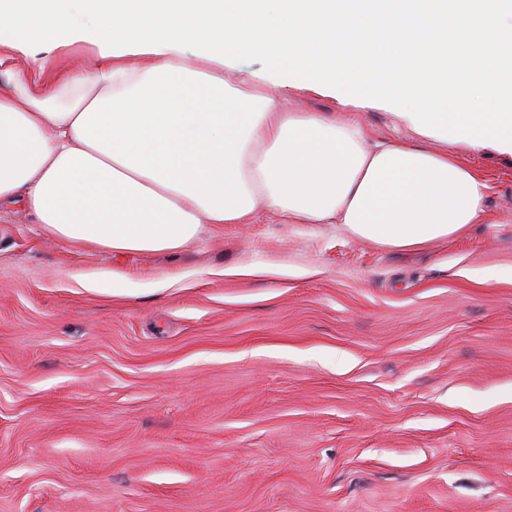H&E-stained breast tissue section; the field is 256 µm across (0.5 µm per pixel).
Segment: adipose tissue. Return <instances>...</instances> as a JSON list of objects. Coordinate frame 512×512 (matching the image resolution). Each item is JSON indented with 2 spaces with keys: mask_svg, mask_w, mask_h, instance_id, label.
<instances>
[{
  "mask_svg": "<svg viewBox=\"0 0 512 512\" xmlns=\"http://www.w3.org/2000/svg\"><path fill=\"white\" fill-rule=\"evenodd\" d=\"M76 44L96 51L91 72L42 81L13 64L43 72ZM1 46L0 211L23 206L50 238L116 257L261 212L416 249L492 221L488 182L452 144L512 154L499 0H0ZM292 87L379 100L411 137L288 110ZM475 91L484 111L465 108Z\"/></svg>",
  "mask_w": 512,
  "mask_h": 512,
  "instance_id": "obj_1",
  "label": "adipose tissue"
}]
</instances>
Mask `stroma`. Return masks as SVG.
Masks as SVG:
<instances>
[{"label":"stroma","instance_id":"obj_1","mask_svg":"<svg viewBox=\"0 0 512 512\" xmlns=\"http://www.w3.org/2000/svg\"><path fill=\"white\" fill-rule=\"evenodd\" d=\"M455 153L497 221L407 254L262 214L118 258L0 214V512H512V155ZM115 274L140 295L85 287Z\"/></svg>","mask_w":512,"mask_h":512}]
</instances>
